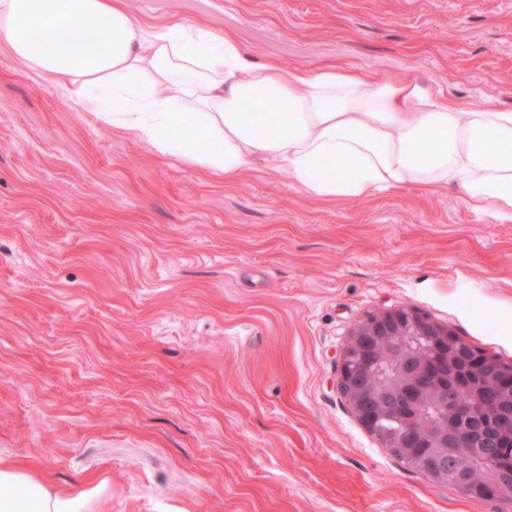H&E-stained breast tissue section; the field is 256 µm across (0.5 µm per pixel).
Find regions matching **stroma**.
I'll return each instance as SVG.
<instances>
[{
	"label": "stroma",
	"instance_id": "35a3bbf8",
	"mask_svg": "<svg viewBox=\"0 0 512 512\" xmlns=\"http://www.w3.org/2000/svg\"><path fill=\"white\" fill-rule=\"evenodd\" d=\"M253 60L361 69L512 108V0H126ZM411 306L512 364V222L455 188L324 202L72 108L0 43V462L101 512H512L416 472L357 419L340 355Z\"/></svg>",
	"mask_w": 512,
	"mask_h": 512
}]
</instances>
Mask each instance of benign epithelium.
I'll list each match as a JSON object with an SVG mask.
<instances>
[{
  "label": "benign epithelium",
  "instance_id": "obj_1",
  "mask_svg": "<svg viewBox=\"0 0 512 512\" xmlns=\"http://www.w3.org/2000/svg\"><path fill=\"white\" fill-rule=\"evenodd\" d=\"M468 342L414 307L369 316L349 334L339 387L360 422L385 431L389 447L424 477L455 486L476 500L512 498V368L486 351L466 370L457 361ZM440 418L429 431L412 414ZM482 467L489 487L478 495L469 468Z\"/></svg>",
  "mask_w": 512,
  "mask_h": 512
}]
</instances>
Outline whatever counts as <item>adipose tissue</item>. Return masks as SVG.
Here are the masks:
<instances>
[{"instance_id":"1","label":"adipose tissue","mask_w":512,"mask_h":512,"mask_svg":"<svg viewBox=\"0 0 512 512\" xmlns=\"http://www.w3.org/2000/svg\"><path fill=\"white\" fill-rule=\"evenodd\" d=\"M87 29L99 39L76 44ZM0 41L74 108L224 177L259 157L325 201L454 187L472 209L512 222V109L338 65L256 63L233 34L146 25L125 0H0ZM169 128L179 136L162 137ZM317 157L347 165L322 173ZM105 490L84 480L60 491L25 463L0 465V512H98Z\"/></svg>"}]
</instances>
